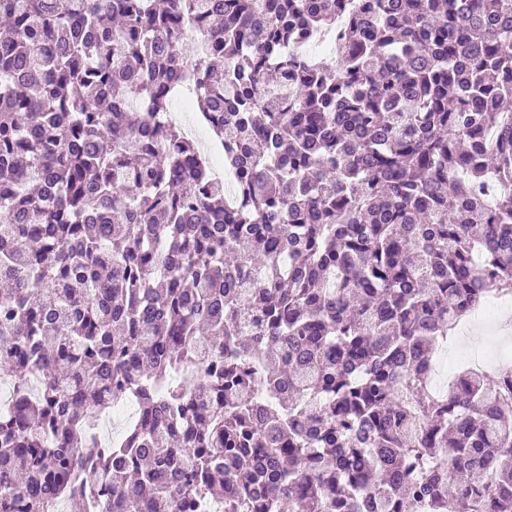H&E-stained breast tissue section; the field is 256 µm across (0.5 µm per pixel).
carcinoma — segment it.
Returning <instances> with one entry per match:
<instances>
[{
	"label": "carcinoma",
	"instance_id": "cac0c4a2",
	"mask_svg": "<svg viewBox=\"0 0 512 512\" xmlns=\"http://www.w3.org/2000/svg\"><path fill=\"white\" fill-rule=\"evenodd\" d=\"M338 2L0 0V512H512V373L431 387L512 295V0Z\"/></svg>",
	"mask_w": 512,
	"mask_h": 512
}]
</instances>
